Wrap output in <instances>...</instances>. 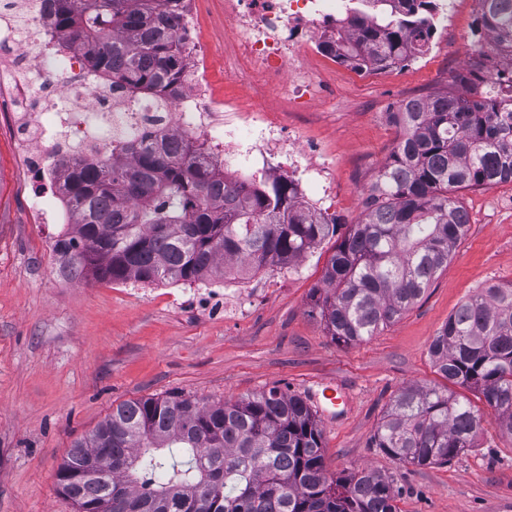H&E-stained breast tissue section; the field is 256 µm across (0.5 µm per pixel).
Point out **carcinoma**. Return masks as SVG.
Listing matches in <instances>:
<instances>
[{
	"label": "carcinoma",
	"mask_w": 512,
	"mask_h": 512,
	"mask_svg": "<svg viewBox=\"0 0 512 512\" xmlns=\"http://www.w3.org/2000/svg\"><path fill=\"white\" fill-rule=\"evenodd\" d=\"M59 41L96 69L153 97L176 93L184 68L178 0H47ZM336 59L385 71L430 50L437 0H350ZM512 39V0H482L478 37ZM470 89L404 100L400 138L379 171L364 218L336 244L314 289L327 334L350 346L395 322L448 266L468 214L458 192L512 183V75L479 98ZM57 183L73 217L60 259L97 280L199 282L248 266L302 259L336 235L334 218L299 202L293 180L237 185L176 139L135 133L87 164L60 158ZM437 372L482 395L512 435V285L482 288L434 337ZM483 416L449 387L392 396L373 447L414 466L450 463L477 447ZM76 512H397L393 482L370 468L328 474L323 431L301 397L277 388L207 403L144 398L119 404L70 449L57 473Z\"/></svg>",
	"instance_id": "1"
}]
</instances>
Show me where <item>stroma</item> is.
I'll use <instances>...</instances> for the list:
<instances>
[{
  "instance_id": "stroma-1",
  "label": "stroma",
  "mask_w": 512,
  "mask_h": 512,
  "mask_svg": "<svg viewBox=\"0 0 512 512\" xmlns=\"http://www.w3.org/2000/svg\"><path fill=\"white\" fill-rule=\"evenodd\" d=\"M470 0H455L425 55L384 72L313 55L309 71L328 93L296 111L287 90L267 93L236 61L224 0H203L192 30L209 63L215 97L274 109L336 165L337 233L364 214V201L399 137L389 114L418 95L443 92L476 39ZM57 186L30 175L8 122L0 123V512H76L56 473L74 443L120 403L148 397L218 401L272 388L312 399L325 387L346 404L321 419L329 473L366 467L392 480L398 512H512V436L482 398L475 449L450 464L401 463L370 444L393 394L442 378L429 346L478 289L512 284V183L461 191L469 227L424 296L371 339L341 346L327 336L311 293L335 251L326 239L305 258L255 269L243 284L259 292L244 314L216 317L177 301L184 283L120 284L76 274L54 251L61 224L40 223L29 205Z\"/></svg>"
}]
</instances>
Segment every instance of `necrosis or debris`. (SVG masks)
I'll list each match as a JSON object with an SVG mask.
<instances>
[{
    "instance_id": "4bbe7bcc",
    "label": "necrosis or debris",
    "mask_w": 512,
    "mask_h": 512,
    "mask_svg": "<svg viewBox=\"0 0 512 512\" xmlns=\"http://www.w3.org/2000/svg\"><path fill=\"white\" fill-rule=\"evenodd\" d=\"M338 8L337 0H224V15L239 39V61L262 73L270 90L287 88L301 110L325 92L308 74L302 49L327 41ZM184 54L181 92L159 112L151 100L132 99L111 73L62 46L42 0H0V101L9 105L17 148L30 171L51 181L59 157L101 159L121 130L150 140L172 135L216 161L229 181L288 168L300 202L329 215L336 172L321 162L319 147L303 141L296 129L246 108L224 117L212 105L208 61L193 37L185 38ZM43 58L63 60V71L40 69Z\"/></svg>"
}]
</instances>
